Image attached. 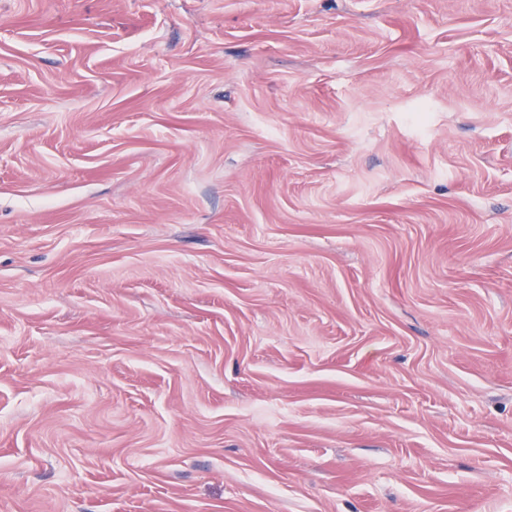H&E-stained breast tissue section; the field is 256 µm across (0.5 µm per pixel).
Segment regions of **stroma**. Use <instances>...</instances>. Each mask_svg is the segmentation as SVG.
Here are the masks:
<instances>
[{
	"label": "stroma",
	"mask_w": 512,
	"mask_h": 512,
	"mask_svg": "<svg viewBox=\"0 0 512 512\" xmlns=\"http://www.w3.org/2000/svg\"><path fill=\"white\" fill-rule=\"evenodd\" d=\"M0 512H512V0H0Z\"/></svg>",
	"instance_id": "stroma-1"
}]
</instances>
